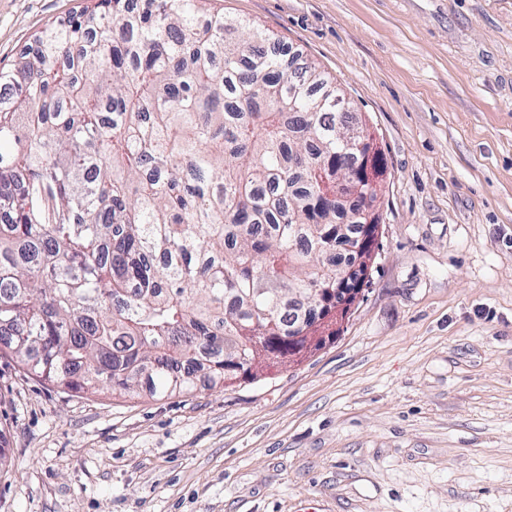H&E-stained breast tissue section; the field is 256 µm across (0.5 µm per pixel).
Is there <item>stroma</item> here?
I'll use <instances>...</instances> for the list:
<instances>
[{
	"label": "stroma",
	"mask_w": 512,
	"mask_h": 512,
	"mask_svg": "<svg viewBox=\"0 0 512 512\" xmlns=\"http://www.w3.org/2000/svg\"><path fill=\"white\" fill-rule=\"evenodd\" d=\"M82 0H0V68ZM383 150L340 332L234 387L74 393L0 354V512H512V0H212Z\"/></svg>",
	"instance_id": "stroma-1"
}]
</instances>
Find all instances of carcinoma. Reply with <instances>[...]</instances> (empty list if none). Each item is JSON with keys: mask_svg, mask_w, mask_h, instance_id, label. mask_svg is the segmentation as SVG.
<instances>
[{"mask_svg": "<svg viewBox=\"0 0 512 512\" xmlns=\"http://www.w3.org/2000/svg\"><path fill=\"white\" fill-rule=\"evenodd\" d=\"M206 0H94L0 71V351L153 396L280 364L376 189L350 102Z\"/></svg>", "mask_w": 512, "mask_h": 512, "instance_id": "1", "label": "carcinoma"}]
</instances>
